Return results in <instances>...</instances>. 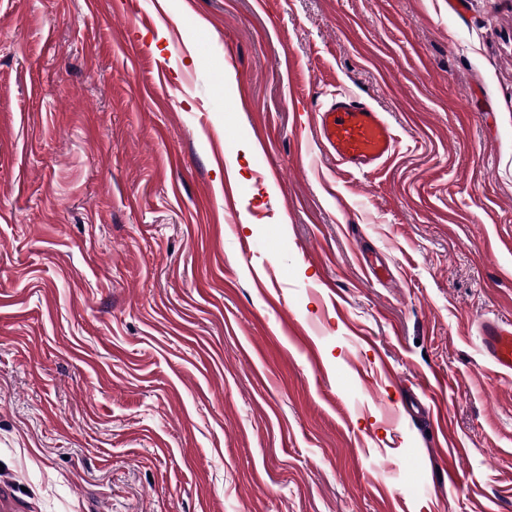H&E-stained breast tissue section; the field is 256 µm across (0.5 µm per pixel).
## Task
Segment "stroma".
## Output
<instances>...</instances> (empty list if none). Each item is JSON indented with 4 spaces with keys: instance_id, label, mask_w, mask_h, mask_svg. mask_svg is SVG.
<instances>
[{
    "instance_id": "stroma-1",
    "label": "stroma",
    "mask_w": 512,
    "mask_h": 512,
    "mask_svg": "<svg viewBox=\"0 0 512 512\" xmlns=\"http://www.w3.org/2000/svg\"><path fill=\"white\" fill-rule=\"evenodd\" d=\"M487 320L512 0H0V512H512ZM317 112V139L341 165L360 171L393 154L396 138L391 125L364 97L337 94Z\"/></svg>"
}]
</instances>
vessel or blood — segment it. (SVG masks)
I'll use <instances>...</instances> for the list:
<instances>
[{"label":"vessel or blood","mask_w":512,"mask_h":512,"mask_svg":"<svg viewBox=\"0 0 512 512\" xmlns=\"http://www.w3.org/2000/svg\"><path fill=\"white\" fill-rule=\"evenodd\" d=\"M316 136L341 165L363 170L388 160L396 138L385 115L365 98L336 95L317 113ZM486 356L500 371L512 372V323L488 320L481 326Z\"/></svg>","instance_id":"vessel-or-blood-1"}]
</instances>
